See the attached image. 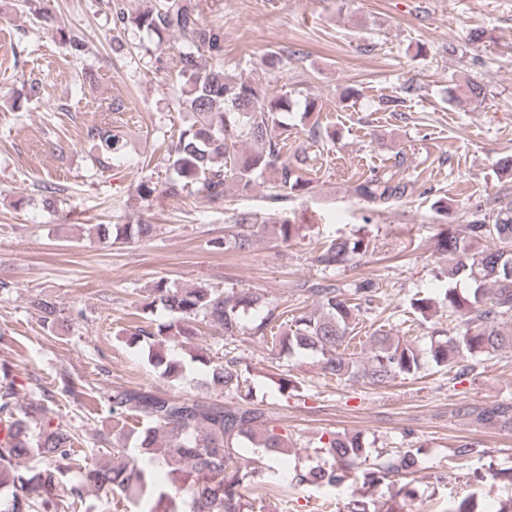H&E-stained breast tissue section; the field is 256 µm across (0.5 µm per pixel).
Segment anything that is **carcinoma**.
I'll list each match as a JSON object with an SVG mask.
<instances>
[{
	"instance_id": "1",
	"label": "carcinoma",
	"mask_w": 512,
	"mask_h": 512,
	"mask_svg": "<svg viewBox=\"0 0 512 512\" xmlns=\"http://www.w3.org/2000/svg\"><path fill=\"white\" fill-rule=\"evenodd\" d=\"M32 16L40 28L59 37L71 56L79 59L85 54L84 39L62 27L50 8L40 6ZM112 23L141 38H155L159 45L191 36L190 46L179 51L178 78L183 108L193 121L179 130L171 145L176 176L164 182L141 178L134 185L138 199L150 203L189 189L221 204L227 181L246 196L267 172L274 179V193L269 195L274 203L308 189L309 180L303 176L307 157L290 160L284 152L286 138L276 134L283 127V113L293 107L288 94L270 95L256 83L225 74L221 67L203 65L207 57L223 59L224 31L203 24L192 0H153L135 13L121 9L113 14ZM461 95L470 103L481 102L484 87L470 81L461 88ZM86 138L99 147L95 161L101 167L123 147L106 121L89 125ZM243 142L257 146L244 158L239 153ZM407 191L402 180L378 175L355 188L357 195L380 208L389 207ZM235 225L241 231L224 238V249L245 251L252 245V234L247 232L255 226L252 214L240 213ZM274 228L281 241L290 243L299 237L302 226L285 219ZM95 229L99 238L114 244L150 240L156 232L155 225L143 221L97 224ZM367 248L362 238H337L322 246L315 262L325 269L343 266L366 254ZM440 250L446 256L442 300L459 314L461 323L451 336L428 337L426 354L436 366L455 368L463 375L474 370L466 364L470 359L512 351V329L502 326L504 319L512 317V201L500 207L491 224L476 217L466 224L448 225ZM463 282L469 288L461 289ZM299 291L316 302L313 312L282 322L284 312L268 302L265 314L253 323L252 335L269 334L290 354L315 356L323 375L353 384L384 386L421 368L420 350L382 329L365 341L371 351L368 358L350 349L360 317L375 298L372 281L355 284L348 296L325 281H306ZM263 299L256 291H222L208 285L177 288L157 281L150 288L148 305L162 306L171 319L134 327L127 333V342L148 344L147 361L166 378H182L188 362L203 366V376L193 397L113 390L108 414L112 432L122 438V444L112 448L109 460L97 465L86 464L76 453L74 433L54 422L45 404L28 410L18 406L15 374L1 363L0 427L6 435L0 441V512H81L90 490L118 500L129 512H255L245 491L276 475L264 459L284 453L288 435L277 432L266 409L251 400L252 367L245 358L228 354L214 358L199 352L186 358L173 351L196 335L199 317L214 326L218 335L236 338L242 330L241 316ZM31 304L41 313L44 329L52 333L67 329L66 308L53 296L38 294ZM410 306L426 322L435 301L422 296L412 299ZM475 423L512 426V406L484 409ZM244 440L261 455H244ZM316 451L329 457L327 464L295 470L292 483L328 491L349 480L373 486L395 477L407 479L390 500H356L349 512H406L407 502L415 496L410 485L416 482L418 457L412 448L374 455L359 436L335 433ZM472 479L512 484V468L491 463L475 469Z\"/></svg>"
}]
</instances>
